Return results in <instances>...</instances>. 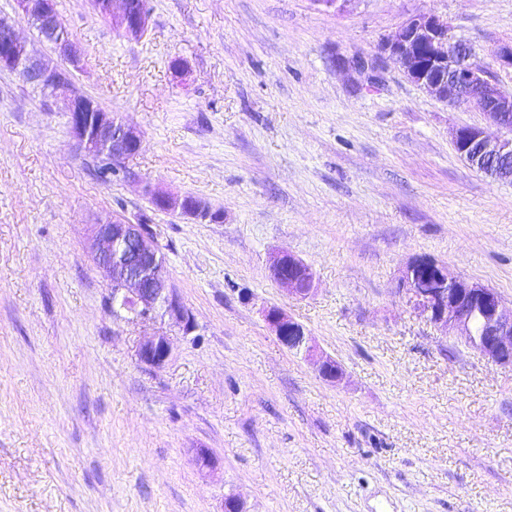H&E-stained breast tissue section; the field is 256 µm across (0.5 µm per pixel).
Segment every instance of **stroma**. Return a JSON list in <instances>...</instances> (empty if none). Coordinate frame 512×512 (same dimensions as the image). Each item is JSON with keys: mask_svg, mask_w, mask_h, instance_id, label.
<instances>
[{"mask_svg": "<svg viewBox=\"0 0 512 512\" xmlns=\"http://www.w3.org/2000/svg\"><path fill=\"white\" fill-rule=\"evenodd\" d=\"M56 2L84 54L75 81L143 145L132 179H96L65 113L0 71V512H222L229 495L246 512H512V368L399 289L426 255L512 305V182L452 140L500 130L378 54L432 14L511 93L493 55L512 0H147L136 41L89 0ZM143 182L221 218L157 210ZM113 214L147 217L191 331L113 312L88 246ZM283 250L311 296L274 280ZM270 306L340 380L279 343ZM157 334L159 369L137 356ZM171 353L170 343L164 335L151 336L143 340L138 348L141 362L153 368H161Z\"/></svg>", "mask_w": 512, "mask_h": 512, "instance_id": "35a3bbf8", "label": "stroma"}]
</instances>
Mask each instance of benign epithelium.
I'll return each mask as SVG.
<instances>
[{
    "label": "benign epithelium",
    "instance_id": "7a95c632",
    "mask_svg": "<svg viewBox=\"0 0 512 512\" xmlns=\"http://www.w3.org/2000/svg\"><path fill=\"white\" fill-rule=\"evenodd\" d=\"M16 4L24 15L38 20L40 39L50 43L71 67L82 65L83 56L72 35L59 26L51 0H16ZM110 18L112 28L127 38L138 39L149 29L146 0H112ZM380 55L396 60L411 82L440 100L452 104L464 100L491 124L512 133V95H503L487 69L471 61L466 44L451 39L448 23L434 15L417 14L381 44ZM0 67L26 83L52 89L55 105L67 115L70 132L84 154L124 162L142 148V137L135 127L101 111L69 74L36 58L27 43L2 21ZM453 143L477 172L493 181H512V169H485L489 163L512 159V136L492 139L484 128L466 125L453 131ZM143 192L168 211L202 218L201 211L185 207L183 197L157 191L148 184ZM90 241L95 265L112 285V302L142 322L164 315L184 330L192 329V318L170 287L159 249L143 225L115 216L107 218L91 225ZM425 270L434 274L431 288L421 287L420 272ZM272 272L292 294L306 297L314 290L311 269L288 252L274 259ZM401 286L417 316L452 331L457 340L488 361L512 367V307L506 306L494 289L452 276L446 266L426 256L406 264ZM265 320L288 350H311V337L305 328L282 309L269 308ZM170 353L164 335L151 336L138 348L140 361L153 368L162 367Z\"/></svg>",
    "mask_w": 512,
    "mask_h": 512
}]
</instances>
